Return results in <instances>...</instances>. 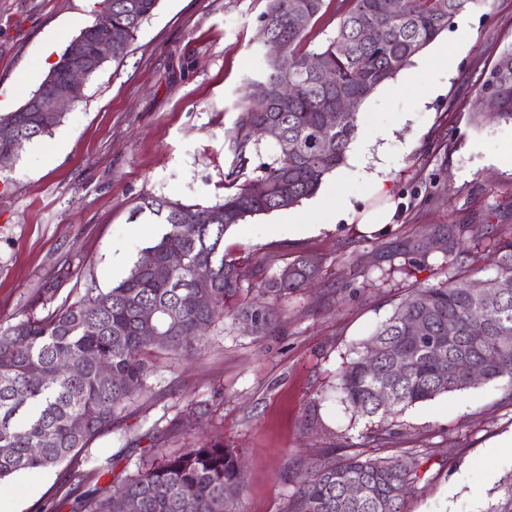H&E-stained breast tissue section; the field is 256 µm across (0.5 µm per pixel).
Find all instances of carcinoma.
<instances>
[{
	"label": "carcinoma",
	"mask_w": 512,
	"mask_h": 512,
	"mask_svg": "<svg viewBox=\"0 0 512 512\" xmlns=\"http://www.w3.org/2000/svg\"><path fill=\"white\" fill-rule=\"evenodd\" d=\"M159 0H101L94 21L79 30L93 52V30L112 21L124 26V37L112 59L123 58ZM326 0H270L261 16L263 67L247 81L248 94L237 104L232 135V168L225 176L223 201L201 207L166 196L144 197L134 213L149 212L166 226L146 252L164 260L171 252L184 256V265L159 278L136 263L129 274L107 290L86 288L72 303L43 317H29L0 330V480L21 472L56 467L73 459L99 436L112 432L124 403L139 394L153 367L151 356L196 349L203 335L224 319L252 324L256 334L272 326L271 308L255 302L231 307L243 281L240 264L224 256V235L247 218L294 206L318 191L326 176L341 166L358 134V110L366 96L407 67L412 59L458 15L488 0H336L334 36L314 49H302L309 24ZM379 29L378 39L364 30ZM321 58L326 75L309 70L306 61ZM71 60L62 52L56 65L19 109L0 115V126H11L22 143L49 134L63 113L31 112L37 95L69 73ZM284 87L293 90L280 101ZM496 99L487 119L512 120V45L483 84ZM343 97L353 109L336 125L324 128L323 113ZM266 108L260 110L257 103ZM278 127L275 154L253 166L262 142L251 136L256 126ZM255 176H250V173ZM261 195L251 193L256 183ZM475 229L468 224L440 225L435 234L448 239L452 275L437 284L417 287L361 344L338 373L336 388L355 413L378 418L379 439L391 431L406 409L438 396L460 392L480 382L501 381L512 389V227L501 229L492 243L495 273L486 278L488 293L475 294L469 283L472 269L460 241ZM318 273L305 258L286 264L266 282L264 294L278 298L307 285ZM207 297L199 305L197 294ZM144 307L159 312L161 335L141 336L138 316ZM496 319L482 336L470 326L486 309ZM419 319L428 327L427 340L407 337L404 326ZM456 329L448 341V325ZM378 346L381 355L367 365L363 355ZM112 366L113 377L100 376L98 360ZM72 372L60 375V361ZM476 363L478 378L466 370ZM85 417L79 429L73 418ZM422 461L416 454L379 456L361 452L310 467L288 497L284 512H403L405 499L420 480ZM366 489L359 501L345 487ZM244 487L239 456L222 444L201 442L125 479L121 496L94 498L89 512H235ZM488 512H512V474Z\"/></svg>",
	"instance_id": "1"
}]
</instances>
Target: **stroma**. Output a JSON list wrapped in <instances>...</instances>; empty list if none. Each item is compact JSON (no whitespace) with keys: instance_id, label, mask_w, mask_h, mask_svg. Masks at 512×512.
<instances>
[{"instance_id":"obj_1","label":"stroma","mask_w":512,"mask_h":512,"mask_svg":"<svg viewBox=\"0 0 512 512\" xmlns=\"http://www.w3.org/2000/svg\"><path fill=\"white\" fill-rule=\"evenodd\" d=\"M95 0H0V101L18 109L45 78L46 49L61 51L94 20ZM268 0H160L123 61L86 82L51 133L0 169V328L111 288L163 232L140 198L211 206L224 195L230 132L245 82L263 64L260 17ZM453 69L411 64L363 101L358 119L383 130L371 149L389 196L364 179L324 182L345 217L307 203L248 218L224 236L244 259L241 301L296 257L321 264L307 288L274 303L263 335L218 324L188 356L158 358L144 390L112 432L73 462L0 481V512H85L146 468L152 452L198 441L236 448L245 486L237 512H283L309 464L358 451L423 457L405 512H485L512 456V393L499 382L409 408L383 442L336 389L337 374L412 288L445 279L442 251L402 268V254L439 224L512 225V123L474 121L480 87L512 44V0L469 12L465 32L436 40ZM437 95H430V88ZM385 207L380 230L363 225ZM296 217L285 220V213ZM388 281H379L383 270Z\"/></svg>"}]
</instances>
